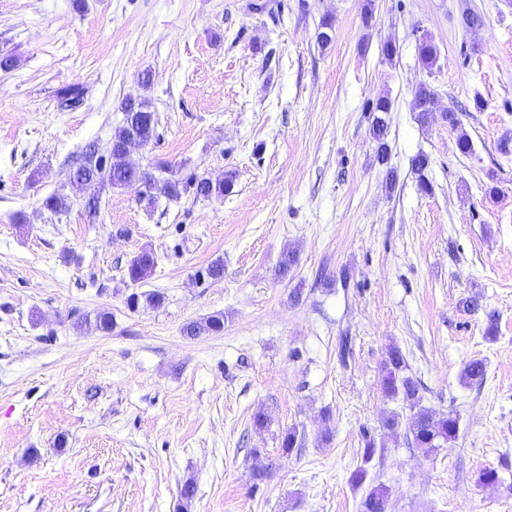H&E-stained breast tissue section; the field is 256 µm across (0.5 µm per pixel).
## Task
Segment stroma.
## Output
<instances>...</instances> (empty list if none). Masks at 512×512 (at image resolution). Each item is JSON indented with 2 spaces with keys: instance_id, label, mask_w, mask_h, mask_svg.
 <instances>
[{
  "instance_id": "stroma-1",
  "label": "stroma",
  "mask_w": 512,
  "mask_h": 512,
  "mask_svg": "<svg viewBox=\"0 0 512 512\" xmlns=\"http://www.w3.org/2000/svg\"><path fill=\"white\" fill-rule=\"evenodd\" d=\"M470 9L484 15L475 32ZM6 52L0 512H360L375 486L388 512H512V0H0ZM422 82L439 97L425 123ZM73 84L83 104L60 111ZM129 97L157 116L133 165L229 178L230 191L151 207L138 187L106 188L93 224L76 204L45 209ZM381 97L393 103L383 164L367 110ZM420 152L427 193L410 166ZM145 249L156 265L140 288L164 301L132 310L126 268ZM288 251L298 263L283 278ZM102 312L106 332L93 327ZM219 314L222 331L184 335ZM392 346L423 406L458 415L454 442L427 452L385 428L411 415L381 390ZM473 359L484 380L462 383ZM292 428L300 448L286 455ZM366 432L386 453L356 489ZM489 468L500 484L481 483Z\"/></svg>"
}]
</instances>
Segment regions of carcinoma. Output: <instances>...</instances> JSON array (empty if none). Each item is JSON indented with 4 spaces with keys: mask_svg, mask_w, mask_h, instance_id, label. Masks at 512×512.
Here are the masks:
<instances>
[{
    "mask_svg": "<svg viewBox=\"0 0 512 512\" xmlns=\"http://www.w3.org/2000/svg\"><path fill=\"white\" fill-rule=\"evenodd\" d=\"M419 59L422 66L431 69L436 62L438 48L429 38L419 41ZM415 110L420 113L422 121H427L434 112L438 111L437 93L426 82L418 84L414 91ZM392 109V103L387 98H379L368 104V111L378 113L374 117L372 132L378 143L377 157L385 162L388 156L387 143L384 134L387 124L384 115ZM121 112L129 114L135 124L148 126L157 122L156 114L150 109L144 99H125L121 102ZM130 139V125L121 123L107 143V152L103 153L104 163L91 160L79 163L69 173L70 187L79 192V196L71 198L64 194H51L43 199V206L54 213L65 212L73 202H78L83 209L87 221L95 223L99 214V203L95 197L88 196L89 189L110 186H137L142 193L155 198L163 196L169 200H177L190 192L196 198L209 199L219 197L230 190L231 182H212L206 177L189 176L182 181L178 178L157 177L152 172L133 167L126 156V144ZM155 266L154 255L150 251H142L133 257L126 270L128 280L133 284L143 283L151 275ZM152 306L163 302V295L158 291L132 293L127 298V304L134 309L140 301ZM224 329V317L213 315L203 321H195L186 326L190 336H198L204 332H220ZM410 366L402 350L396 346L389 348L382 366L381 390L391 400H400L413 410L408 422L406 437L418 448L429 451L441 448L454 441L459 433V417L453 414L438 417L421 405L422 396L417 380L409 374ZM485 363L481 359H473L466 363L461 377L466 383L480 382L484 379ZM384 446L378 445L374 436H363V452L360 465L351 473L350 482L355 487L361 486L367 479L369 466L377 457L384 456ZM388 500L383 488L374 487L364 497L362 512H387Z\"/></svg>",
    "mask_w": 512,
    "mask_h": 512,
    "instance_id": "obj_1",
    "label": "carcinoma"
}]
</instances>
